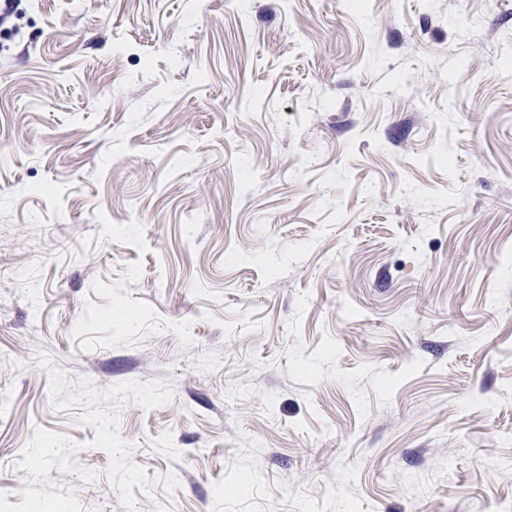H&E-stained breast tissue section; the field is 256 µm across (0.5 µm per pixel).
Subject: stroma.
<instances>
[{"instance_id":"obj_1","label":"stroma","mask_w":512,"mask_h":512,"mask_svg":"<svg viewBox=\"0 0 512 512\" xmlns=\"http://www.w3.org/2000/svg\"><path fill=\"white\" fill-rule=\"evenodd\" d=\"M0 512H512V0H13Z\"/></svg>"}]
</instances>
